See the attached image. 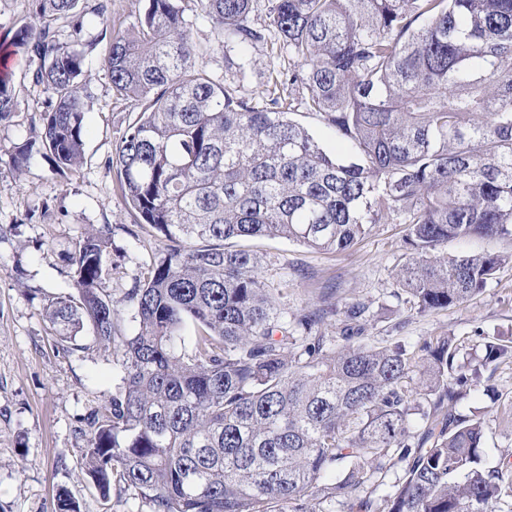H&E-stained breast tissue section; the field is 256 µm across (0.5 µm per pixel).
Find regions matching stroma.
<instances>
[{"mask_svg": "<svg viewBox=\"0 0 512 512\" xmlns=\"http://www.w3.org/2000/svg\"><path fill=\"white\" fill-rule=\"evenodd\" d=\"M103 0H80L83 41L96 44L83 75L94 94L86 114L85 162L76 171L56 174L43 157L42 114L47 102L12 43L36 13V0H0V63L12 74L16 107L0 123V512H52L59 489H68L80 512H149L140 497L112 492L103 502L83 468L84 432L92 411L111 400L123 375L121 360L94 343L83 328L68 349L56 347L43 316L48 297L70 293L68 255L89 230L109 229L111 266L102 286L123 301L122 333L135 335L134 304L126 295L160 256L157 236L145 232L126 209L117 188L112 157L135 119L114 95L98 57L107 48L96 9ZM254 65L238 81L240 96L267 89L270 72L288 68V56L269 47L252 49ZM31 148L23 170L12 163L15 146ZM405 227L375 225L351 249L317 252L286 240L254 239L263 253V272L279 292L282 308L326 309L323 335L345 332L343 307L360 303L361 343L384 346L400 339L411 345L448 335L461 357L479 348L483 336L512 341V240L449 242L447 253L490 251L503 255L495 279L468 302L419 313L410 295L396 285L407 259ZM480 386L457 402L462 416L485 412L482 462L512 474V361L482 370Z\"/></svg>", "mask_w": 512, "mask_h": 512, "instance_id": "1", "label": "stroma"}]
</instances>
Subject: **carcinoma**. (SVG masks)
<instances>
[{"mask_svg": "<svg viewBox=\"0 0 512 512\" xmlns=\"http://www.w3.org/2000/svg\"><path fill=\"white\" fill-rule=\"evenodd\" d=\"M15 45L50 103L43 146L54 169L84 160L93 104L83 81L96 45L58 39L79 0H36ZM184 0H149L99 58L112 91L138 112L115 148L116 185L139 224L163 239L129 293L138 331L119 335L121 303L104 293L105 228L69 254L76 294L44 308L58 346L89 322L120 356L123 377L91 416L84 466L100 497L131 491L151 512H492L512 502V476L482 465L485 420L453 412L484 366L512 344L482 343L460 362L452 336L418 349L344 344L295 332L265 286L253 238L343 252L392 218L407 225L397 283L427 313L484 290L496 253L445 256L448 241L512 239V0H196L236 68L248 48L288 54L274 83L288 98L245 99L196 64ZM12 73L0 72V122ZM354 150L328 151L289 117L294 94ZM194 329L191 348L184 331ZM419 380H414V376ZM404 476L377 493L386 473ZM370 493H364L366 487ZM52 512H80L64 488Z\"/></svg>", "mask_w": 512, "mask_h": 512, "instance_id": "1", "label": "carcinoma"}]
</instances>
